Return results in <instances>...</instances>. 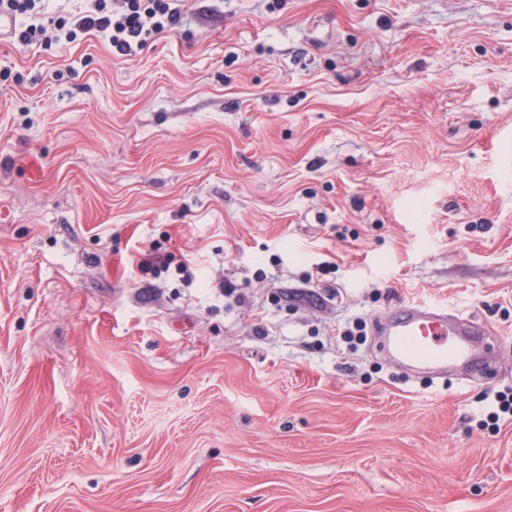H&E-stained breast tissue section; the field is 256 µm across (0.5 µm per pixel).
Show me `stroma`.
<instances>
[{
  "label": "stroma",
  "mask_w": 512,
  "mask_h": 512,
  "mask_svg": "<svg viewBox=\"0 0 512 512\" xmlns=\"http://www.w3.org/2000/svg\"><path fill=\"white\" fill-rule=\"evenodd\" d=\"M171 5L0 36V512H512V0ZM408 302L493 372L336 336ZM122 1V10L114 12L112 0H87L90 4L83 13L55 18L48 12L49 0H0V19L13 24L8 32L23 45L39 41L46 32L45 24L37 22L39 19L47 20L49 25L64 32L68 42H75L93 31L102 33L113 52L128 57L136 55L151 39L172 30L182 20L181 12L171 8L167 0Z\"/></svg>",
  "instance_id": "35a3bbf8"
}]
</instances>
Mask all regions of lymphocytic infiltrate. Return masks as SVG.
<instances>
[{
	"instance_id": "lymphocytic-infiltrate-1",
	"label": "lymphocytic infiltrate",
	"mask_w": 512,
	"mask_h": 512,
	"mask_svg": "<svg viewBox=\"0 0 512 512\" xmlns=\"http://www.w3.org/2000/svg\"><path fill=\"white\" fill-rule=\"evenodd\" d=\"M47 2L0 0V19L11 22V38L24 45L33 44L50 24L70 42L96 31L107 37L117 55L129 57L182 20L180 11L171 8L169 0H123L118 11L113 10L112 0H89L83 13L68 18L50 16Z\"/></svg>"
}]
</instances>
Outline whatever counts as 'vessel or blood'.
<instances>
[{
  "label": "vessel or blood",
  "instance_id": "obj_1",
  "mask_svg": "<svg viewBox=\"0 0 512 512\" xmlns=\"http://www.w3.org/2000/svg\"><path fill=\"white\" fill-rule=\"evenodd\" d=\"M374 333L383 353L408 373L467 377L478 353L475 339L485 330L436 305L403 303L376 320Z\"/></svg>",
  "mask_w": 512,
  "mask_h": 512
}]
</instances>
